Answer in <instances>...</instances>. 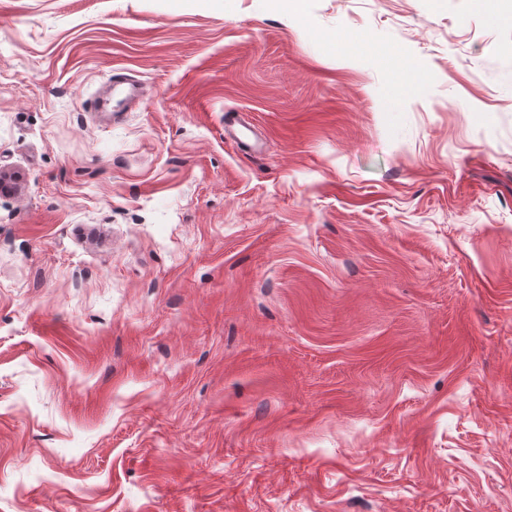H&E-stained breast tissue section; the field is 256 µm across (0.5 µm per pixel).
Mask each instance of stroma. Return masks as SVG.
<instances>
[{"instance_id": "obj_1", "label": "stroma", "mask_w": 512, "mask_h": 512, "mask_svg": "<svg viewBox=\"0 0 512 512\" xmlns=\"http://www.w3.org/2000/svg\"><path fill=\"white\" fill-rule=\"evenodd\" d=\"M0 174V512H512V0H0Z\"/></svg>"}]
</instances>
